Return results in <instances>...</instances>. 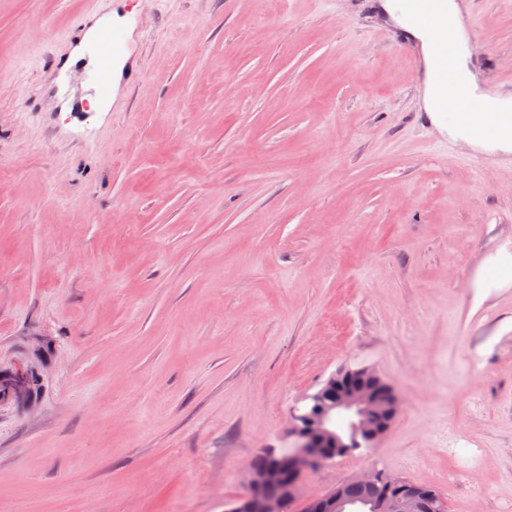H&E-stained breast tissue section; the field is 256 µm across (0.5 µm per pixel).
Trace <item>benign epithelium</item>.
Here are the masks:
<instances>
[{"instance_id": "benign-epithelium-1", "label": "benign epithelium", "mask_w": 512, "mask_h": 512, "mask_svg": "<svg viewBox=\"0 0 512 512\" xmlns=\"http://www.w3.org/2000/svg\"><path fill=\"white\" fill-rule=\"evenodd\" d=\"M37 370L20 362L7 372H0V406L12 404L23 409L32 407L28 398L27 385L31 374ZM327 386L336 389L331 403L322 402L323 391L312 396V414L293 419L291 435L296 447L282 458L279 467L265 469L249 468L248 483L251 496L245 504L230 512H286L288 504L294 500V493L301 475L309 470H320L336 460L334 449L345 447V436L340 429L347 423L353 431L361 434L374 444L390 428L396 419L401 401L393 389H388L385 397H380L378 389L383 387L381 379L373 377L369 383L355 386L344 385L330 377ZM355 482L368 487L385 488L400 483V480L387 476L383 471L371 468ZM427 497L422 495L419 485L406 484L402 494L395 499L384 495L360 504L345 501L341 491L334 490L320 503L311 506L313 512H442L441 506L434 508L425 504Z\"/></svg>"}]
</instances>
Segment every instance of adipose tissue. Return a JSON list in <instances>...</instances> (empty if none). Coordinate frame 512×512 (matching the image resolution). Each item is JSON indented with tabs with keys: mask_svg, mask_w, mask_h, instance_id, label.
Masks as SVG:
<instances>
[{
	"mask_svg": "<svg viewBox=\"0 0 512 512\" xmlns=\"http://www.w3.org/2000/svg\"><path fill=\"white\" fill-rule=\"evenodd\" d=\"M426 87L424 104L436 124L445 125L449 135L471 146H483L493 151L512 152V113L498 110L500 100L485 95L487 111H474L470 96L476 93V84H469L467 91L448 95L435 81L437 63L426 57Z\"/></svg>",
	"mask_w": 512,
	"mask_h": 512,
	"instance_id": "adipose-tissue-1",
	"label": "adipose tissue"
}]
</instances>
